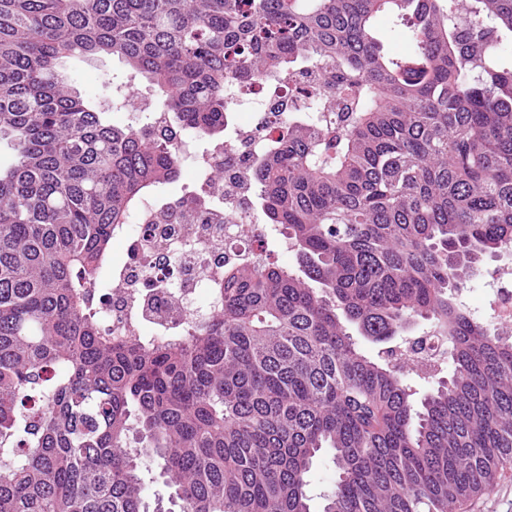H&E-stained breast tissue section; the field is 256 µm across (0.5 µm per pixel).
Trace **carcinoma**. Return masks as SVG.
<instances>
[{
    "mask_svg": "<svg viewBox=\"0 0 512 512\" xmlns=\"http://www.w3.org/2000/svg\"><path fill=\"white\" fill-rule=\"evenodd\" d=\"M77 53L145 77L168 133L112 122L62 68ZM320 67L341 111L261 126L253 165L296 266L226 265L199 324L112 336V239L177 179L173 136L220 144L228 86L313 99ZM2 139L0 512H164L145 455L179 512H310L321 452L323 512H452L512 467V341L452 301L512 246V0H0ZM419 318L451 348L421 399L390 346ZM380 29L384 35L385 47L389 51L406 54L409 51V44L405 36V28L388 18L384 17L380 20ZM336 479L334 468L330 462V457L322 455L318 458L312 473V492L313 500L310 502L311 511L319 512L323 507V500L319 494L330 489ZM142 477L148 492L147 498L151 501L163 498L164 502H167L170 490L164 485L162 479L158 477L157 465L150 458L145 457L143 459Z\"/></svg>",
    "mask_w": 512,
    "mask_h": 512,
    "instance_id": "carcinoma-1",
    "label": "carcinoma"
}]
</instances>
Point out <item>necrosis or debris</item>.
Listing matches in <instances>:
<instances>
[{"label":"necrosis or debris","instance_id":"1","mask_svg":"<svg viewBox=\"0 0 512 512\" xmlns=\"http://www.w3.org/2000/svg\"><path fill=\"white\" fill-rule=\"evenodd\" d=\"M233 111L259 112L270 125L285 122L290 101L287 85L267 89L258 83L234 85L228 95ZM258 151L253 126L236 125L233 138L209 152L196 155L193 166L204 189L224 202L222 219L203 216L186 223L155 199L141 201L135 221L124 233L128 258L114 264L109 277L104 316L113 335H138L143 328L154 334L194 323L203 310L214 309L206 298L211 282L224 273L225 264L253 260V243L260 227L245 204L252 183L249 175ZM223 164L224 178L211 180L215 164ZM176 284H169V272ZM483 286L493 321L512 324V264L505 262L489 272Z\"/></svg>","mask_w":512,"mask_h":512}]
</instances>
